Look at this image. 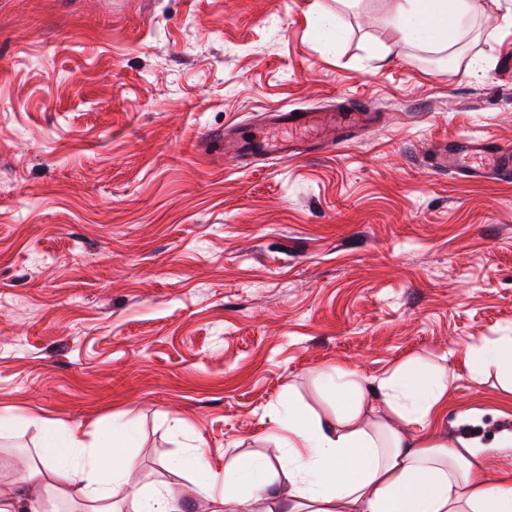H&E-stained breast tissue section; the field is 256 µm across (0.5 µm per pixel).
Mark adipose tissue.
Masks as SVG:
<instances>
[{"label":"adipose tissue","instance_id":"ef3b65f1","mask_svg":"<svg viewBox=\"0 0 512 512\" xmlns=\"http://www.w3.org/2000/svg\"><path fill=\"white\" fill-rule=\"evenodd\" d=\"M471 10V0H406L399 17L407 34L447 41ZM472 377L495 370L512 393V336L469 346ZM341 403L333 419L308 418L299 407L276 417V438L288 460H263L260 476L242 487L235 464L223 480L210 477L199 493L219 505L262 502L261 512H512V475L491 476L469 445L450 443L435 421L447 402L452 370L417 362L369 382L357 372L327 373ZM117 428L99 429L94 445L47 428L38 456L19 484L0 487V512H43L45 502L77 493L85 512H120L132 498L139 512H178L170 490L142 492L129 481L133 464L116 457Z\"/></svg>","mask_w":512,"mask_h":512}]
</instances>
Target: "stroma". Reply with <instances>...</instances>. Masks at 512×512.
I'll use <instances>...</instances> for the list:
<instances>
[{
    "mask_svg": "<svg viewBox=\"0 0 512 512\" xmlns=\"http://www.w3.org/2000/svg\"><path fill=\"white\" fill-rule=\"evenodd\" d=\"M405 0H0V486L52 420L123 424L132 481L213 512L190 462L252 473L287 402L328 419L339 366L451 364L443 432L512 472V393L463 363L512 334V177L433 173L512 145V0L452 42ZM369 101L351 143L247 165L266 113ZM427 165L437 174L451 173L473 180L510 176L512 149L487 139L444 141L434 147Z\"/></svg>",
    "mask_w": 512,
    "mask_h": 512,
    "instance_id": "stroma-1",
    "label": "stroma"
}]
</instances>
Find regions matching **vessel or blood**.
<instances>
[{
  "label": "vessel or blood",
  "mask_w": 512,
  "mask_h": 512,
  "mask_svg": "<svg viewBox=\"0 0 512 512\" xmlns=\"http://www.w3.org/2000/svg\"><path fill=\"white\" fill-rule=\"evenodd\" d=\"M372 108L367 101H359L331 112H319L312 108L301 110L281 109L268 115L272 127H288L294 130L315 129L323 125L333 130L334 142L351 139L370 117ZM262 152L278 158L298 154L294 140H272L259 136L252 144L240 145L236 136L225 134L224 153L239 159L245 152ZM428 166L438 174H454L463 178L482 180L491 176L512 175V148L500 146L486 139L441 142L427 159Z\"/></svg>",
  "instance_id": "obj_1"
}]
</instances>
